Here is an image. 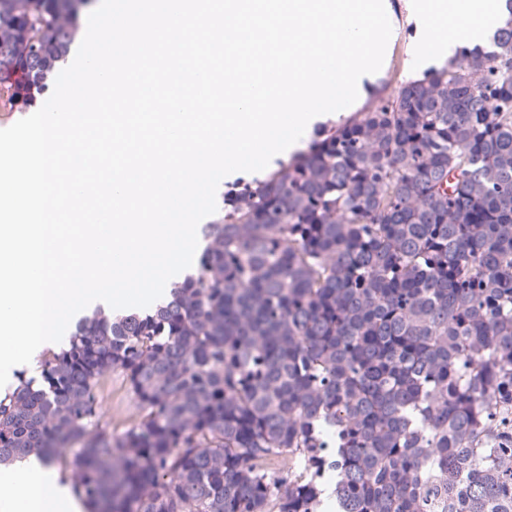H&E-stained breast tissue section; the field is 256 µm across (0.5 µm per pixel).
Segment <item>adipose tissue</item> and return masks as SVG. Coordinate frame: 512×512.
I'll return each mask as SVG.
<instances>
[{"label":"adipose tissue","mask_w":512,"mask_h":512,"mask_svg":"<svg viewBox=\"0 0 512 512\" xmlns=\"http://www.w3.org/2000/svg\"><path fill=\"white\" fill-rule=\"evenodd\" d=\"M502 8L503 0H417L413 74L452 57L457 48L486 44L502 21ZM69 497L57 471L34 458L0 477V512H49Z\"/></svg>","instance_id":"ef3b65f1"}]
</instances>
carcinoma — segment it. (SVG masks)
<instances>
[{"mask_svg":"<svg viewBox=\"0 0 512 512\" xmlns=\"http://www.w3.org/2000/svg\"><path fill=\"white\" fill-rule=\"evenodd\" d=\"M71 2L0 0L20 112ZM201 236L167 301L79 320L0 395V466L58 462L95 512H317L331 472L339 512H512V0L490 48L370 94ZM118 369L138 419L114 441Z\"/></svg>","mask_w":512,"mask_h":512,"instance_id":"obj_1","label":"carcinoma"}]
</instances>
